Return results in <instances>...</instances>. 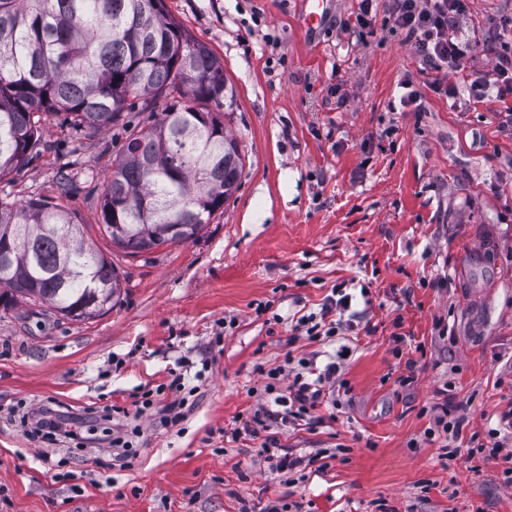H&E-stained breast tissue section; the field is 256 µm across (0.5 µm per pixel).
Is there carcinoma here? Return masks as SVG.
I'll list each match as a JSON object with an SVG mask.
<instances>
[{
  "label": "carcinoma",
  "mask_w": 512,
  "mask_h": 512,
  "mask_svg": "<svg viewBox=\"0 0 512 512\" xmlns=\"http://www.w3.org/2000/svg\"><path fill=\"white\" fill-rule=\"evenodd\" d=\"M226 88L224 63L165 0H0V179L48 148L40 130L50 118L98 133L133 101L175 94L112 160L99 224L133 254L195 241L243 171L236 138L213 115ZM114 224L130 235L115 236ZM120 283L76 211L53 198L0 199V310L42 303L79 321L93 289L116 300Z\"/></svg>",
  "instance_id": "1"
}]
</instances>
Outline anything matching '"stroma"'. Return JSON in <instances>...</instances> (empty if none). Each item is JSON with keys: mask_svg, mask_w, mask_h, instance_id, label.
Wrapping results in <instances>:
<instances>
[{"mask_svg": "<svg viewBox=\"0 0 512 512\" xmlns=\"http://www.w3.org/2000/svg\"><path fill=\"white\" fill-rule=\"evenodd\" d=\"M224 63L234 104L226 129L244 157L238 190L200 240L136 255L100 234V201L128 135L167 99L141 102L93 135L47 122L48 150L0 196L57 195V173L86 237L123 280L119 301L82 322L48 306L0 312V512H512L494 460L443 458L423 406L449 389L467 405L459 447L486 436L512 407V132L492 105L430 88L410 43L355 27L360 0H334L322 28L300 22L301 0H165ZM512 17V0H471L464 31ZM411 79L416 105L393 108ZM483 263L471 265L473 250ZM365 287L343 369L350 389L312 425L277 422L281 449L309 459L305 480L270 470L255 440L224 432L264 402V370L311 357L287 318L319 311L332 289ZM265 305L257 313V305ZM232 328H224V320ZM405 336L403 358L391 337ZM417 363L409 387L397 378ZM182 375L192 390L168 428L142 417L130 466L113 461L105 422L84 448H36L11 409L53 397L74 411L130 407L137 393ZM349 446L348 461L335 459ZM331 456L326 469L312 464Z\"/></svg>", "mask_w": 512, "mask_h": 512, "instance_id": "1", "label": "stroma"}]
</instances>
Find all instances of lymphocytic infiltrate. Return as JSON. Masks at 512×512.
<instances>
[{
	"mask_svg": "<svg viewBox=\"0 0 512 512\" xmlns=\"http://www.w3.org/2000/svg\"><path fill=\"white\" fill-rule=\"evenodd\" d=\"M389 14L384 21L386 36L402 35L411 43L420 62L422 72L431 76L432 89L446 98L455 99L469 94L477 101H500L512 96V42L506 41V33H512V19L492 26L487 31L484 45L495 54V67L491 77L471 82L464 86L457 82V75L465 63L473 57L475 44L460 30L461 20L470 11V0H389ZM352 297L335 289L326 297L319 312L304 314L290 322L293 335L307 337L313 342H331L344 338L353 327L347 316ZM266 394L272 395L273 409L254 413L243 427L234 428L230 435L239 438L248 435L260 443L261 453L273 470L294 471L302 467L303 460L281 454L275 434L270 433L268 418L297 425L311 423L315 411L326 403L328 396L345 388L340 362L333 361L317 368L313 359H299L296 366H277L266 371ZM286 382V389H279V382ZM185 385L181 376H174L164 386L143 391L135 402L136 413L158 408L159 426L165 427L178 421L182 416ZM169 392L173 398L166 404H158V394ZM463 404L449 405L434 403L426 407L432 421L425 431L426 438L435 437L450 441L456 439L465 422ZM103 420L109 422L108 440L110 447L119 449L120 460L130 456L129 437L133 427L125 422H113L111 408L76 413L66 404L49 398L37 408L22 413L19 426L23 433L37 444H73L83 446L84 423ZM512 428V408L501 413L496 427L490 428L484 440L474 442L467 451L450 447L445 456L456 461L460 456L479 457L500 461L504 486L512 488V448L507 447L501 437L503 430Z\"/></svg>",
	"mask_w": 512,
	"mask_h": 512,
	"instance_id": "lymphocytic-infiltrate-1",
	"label": "lymphocytic infiltrate"
}]
</instances>
